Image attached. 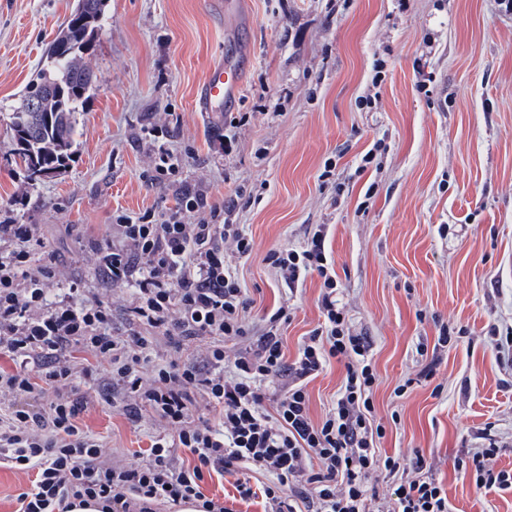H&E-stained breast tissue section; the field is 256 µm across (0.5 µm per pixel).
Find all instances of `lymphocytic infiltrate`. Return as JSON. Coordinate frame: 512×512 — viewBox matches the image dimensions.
I'll use <instances>...</instances> for the list:
<instances>
[{
    "instance_id": "f902f5d3",
    "label": "lymphocytic infiltrate",
    "mask_w": 512,
    "mask_h": 512,
    "mask_svg": "<svg viewBox=\"0 0 512 512\" xmlns=\"http://www.w3.org/2000/svg\"><path fill=\"white\" fill-rule=\"evenodd\" d=\"M245 205L243 190L222 204L206 194L182 193L174 207L131 216L116 214L121 237L93 240L95 269L109 283L134 286L131 313L138 323L160 329L170 345L211 338L203 362L174 357L152 362L153 341L136 333H112V306L87 295L79 281L49 301L62 282L61 268L47 252L35 224H0V355L14 368L0 371V456L36 478L19 496V512H70L78 503H101L104 512H157L162 503L200 504L202 512H225L206 498V474H232L241 498L261 495L267 512H454L443 484L426 472L422 455L381 453L382 426L372 420L376 382L366 337L353 334L340 303L337 274L329 259L324 225L299 246L270 251L266 262L289 288L310 275L321 278L323 323L314 329L294 362H286L282 331L287 307L258 323L248 319L250 299L224 255L232 241L238 257L250 256L254 241L233 217ZM228 339L246 341L234 357ZM106 365L77 368L74 350ZM346 373L332 408L313 422L307 386L330 360ZM288 383L272 410L262 401L278 378ZM102 383L115 404L135 417L151 414L162 425L151 438L144 463L113 461L105 444L78 426V384ZM49 395L45 407L29 404ZM218 410V423L193 420L194 396ZM195 458L177 466L179 449ZM496 444L455 459L454 469L476 489L512 492V469H495ZM268 481L252 486V474ZM386 483L385 496L376 486Z\"/></svg>"
}]
</instances>
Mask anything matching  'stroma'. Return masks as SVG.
Wrapping results in <instances>:
<instances>
[{
    "instance_id": "stroma-1",
    "label": "stroma",
    "mask_w": 512,
    "mask_h": 512,
    "mask_svg": "<svg viewBox=\"0 0 512 512\" xmlns=\"http://www.w3.org/2000/svg\"><path fill=\"white\" fill-rule=\"evenodd\" d=\"M72 3L0 0V222L39 225L67 277L111 301L123 336L133 289L96 278L88 248L113 214L162 210L188 189L216 203L253 191L240 221L255 249L235 265L251 320L290 305L289 362L323 322L321 280L288 289L265 257L327 225L341 303L371 345L379 448L419 450L458 512H512V494H479L453 469L455 456L492 442L494 467L512 468V364L495 346L512 336V12L499 0H245L227 22L209 17L208 0H110L73 157L31 187L10 156L9 112ZM242 45L253 62L235 113L249 120L228 154L223 120L197 112L193 92L211 60ZM373 91L375 107L360 108ZM157 144L184 164L149 185ZM373 147L380 169L360 170ZM331 156L339 196L319 179ZM441 323L461 340L437 346ZM344 375L334 360L308 384L313 420ZM76 395L82 429L114 459L145 460L157 420H131L95 386ZM234 482L208 477L203 492L230 512H263Z\"/></svg>"
}]
</instances>
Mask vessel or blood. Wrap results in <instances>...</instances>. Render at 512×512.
<instances>
[{"instance_id": "vessel-or-blood-1", "label": "vessel or blood", "mask_w": 512, "mask_h": 512, "mask_svg": "<svg viewBox=\"0 0 512 512\" xmlns=\"http://www.w3.org/2000/svg\"><path fill=\"white\" fill-rule=\"evenodd\" d=\"M247 65L232 53L210 63L194 94L196 108L211 119L233 111L241 98Z\"/></svg>"}]
</instances>
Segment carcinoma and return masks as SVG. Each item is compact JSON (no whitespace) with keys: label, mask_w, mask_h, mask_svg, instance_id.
<instances>
[{"label":"carcinoma","mask_w":512,"mask_h":512,"mask_svg":"<svg viewBox=\"0 0 512 512\" xmlns=\"http://www.w3.org/2000/svg\"><path fill=\"white\" fill-rule=\"evenodd\" d=\"M109 0H75L35 78L10 112L12 156L30 180L57 174L72 158L78 127L97 75L90 65Z\"/></svg>","instance_id":"obj_1"}]
</instances>
